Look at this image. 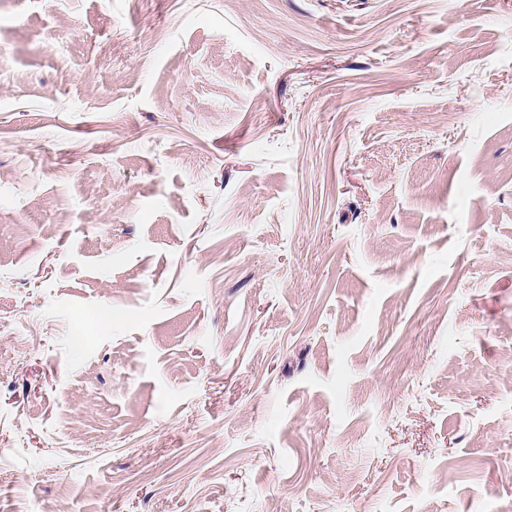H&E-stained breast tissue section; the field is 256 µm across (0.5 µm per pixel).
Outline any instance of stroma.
I'll return each mask as SVG.
<instances>
[{
  "label": "stroma",
  "instance_id": "1",
  "mask_svg": "<svg viewBox=\"0 0 512 512\" xmlns=\"http://www.w3.org/2000/svg\"><path fill=\"white\" fill-rule=\"evenodd\" d=\"M0 512H512V0H0Z\"/></svg>",
  "mask_w": 512,
  "mask_h": 512
}]
</instances>
